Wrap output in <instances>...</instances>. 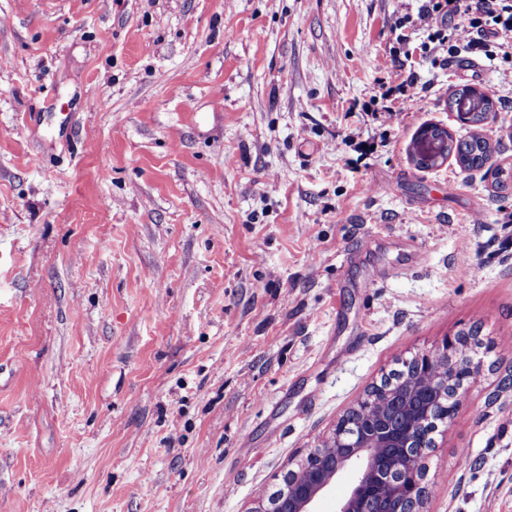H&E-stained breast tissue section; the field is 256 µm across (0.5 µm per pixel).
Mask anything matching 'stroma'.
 I'll use <instances>...</instances> for the list:
<instances>
[{
  "mask_svg": "<svg viewBox=\"0 0 512 512\" xmlns=\"http://www.w3.org/2000/svg\"><path fill=\"white\" fill-rule=\"evenodd\" d=\"M420 5L0 0V512H250L468 332L428 510L512 512V66L404 57ZM465 85L492 158L416 169Z\"/></svg>",
  "mask_w": 512,
  "mask_h": 512,
  "instance_id": "1",
  "label": "stroma"
}]
</instances>
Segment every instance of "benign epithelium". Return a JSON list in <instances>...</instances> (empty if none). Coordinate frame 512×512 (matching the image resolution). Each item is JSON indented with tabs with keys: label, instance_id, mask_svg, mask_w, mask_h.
I'll list each match as a JSON object with an SVG mask.
<instances>
[{
	"label": "benign epithelium",
	"instance_id": "1",
	"mask_svg": "<svg viewBox=\"0 0 512 512\" xmlns=\"http://www.w3.org/2000/svg\"><path fill=\"white\" fill-rule=\"evenodd\" d=\"M420 131L414 141L412 161L432 154L435 141ZM458 344L449 340L433 353L405 361L412 377L403 390L386 394L380 404L374 396L359 400L337 422L325 447L310 452L288 472L279 499L255 512H315L314 507L339 479L351 476L336 512H375L385 499L390 512H424L421 458L414 449L426 441L421 435L420 411L438 409L453 419L465 386L481 372L473 357L457 354Z\"/></svg>",
	"mask_w": 512,
	"mask_h": 512
}]
</instances>
